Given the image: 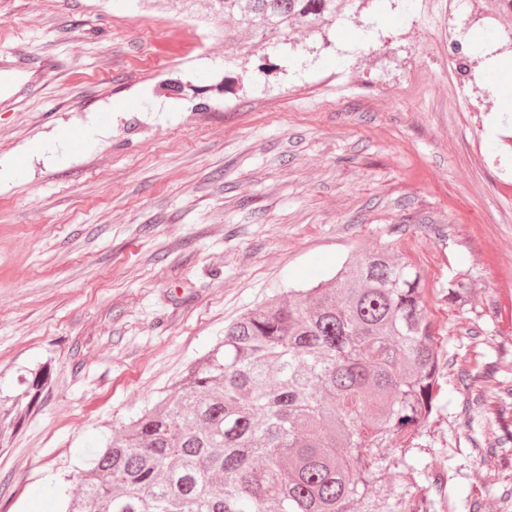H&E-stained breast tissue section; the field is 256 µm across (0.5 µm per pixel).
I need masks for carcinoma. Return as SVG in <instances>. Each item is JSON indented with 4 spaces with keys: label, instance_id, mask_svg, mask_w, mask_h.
<instances>
[{
    "label": "carcinoma",
    "instance_id": "obj_1",
    "mask_svg": "<svg viewBox=\"0 0 512 512\" xmlns=\"http://www.w3.org/2000/svg\"><path fill=\"white\" fill-rule=\"evenodd\" d=\"M350 0H210L259 34L329 30ZM471 268L442 288L470 305ZM447 354L425 269L405 249L344 265L331 282L243 314L177 391L111 437L61 512H436L452 476L426 461ZM47 371L21 377L38 390ZM487 448L512 466V385ZM395 469L383 493L379 473Z\"/></svg>",
    "mask_w": 512,
    "mask_h": 512
}]
</instances>
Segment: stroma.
Listing matches in <instances>:
<instances>
[{
    "label": "stroma",
    "mask_w": 512,
    "mask_h": 512,
    "mask_svg": "<svg viewBox=\"0 0 512 512\" xmlns=\"http://www.w3.org/2000/svg\"><path fill=\"white\" fill-rule=\"evenodd\" d=\"M208 9L0 0V48L22 61L0 68V397L49 371L0 445V512H58L55 489L225 326L396 224L448 353L427 460L454 474L455 512H512V469L486 454L512 384V318L486 314L512 306V104L487 92L475 43L448 40L510 31L512 12L480 0L462 22L448 0H368L328 42L298 25L263 49L242 32L228 55ZM459 265L474 271L463 311L438 295Z\"/></svg>",
    "instance_id": "stroma-1"
}]
</instances>
